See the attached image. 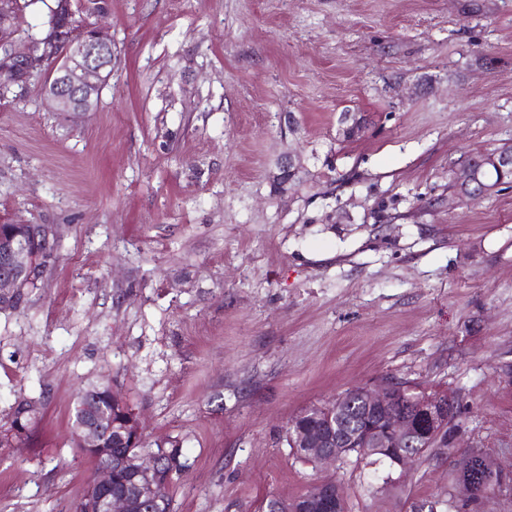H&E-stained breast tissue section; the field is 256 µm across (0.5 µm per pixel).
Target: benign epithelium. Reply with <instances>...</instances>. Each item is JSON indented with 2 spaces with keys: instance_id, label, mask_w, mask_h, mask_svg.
<instances>
[{
  "instance_id": "obj_1",
  "label": "benign epithelium",
  "mask_w": 512,
  "mask_h": 512,
  "mask_svg": "<svg viewBox=\"0 0 512 512\" xmlns=\"http://www.w3.org/2000/svg\"><path fill=\"white\" fill-rule=\"evenodd\" d=\"M73 0H58L48 23L49 35L40 40L43 49L29 45L22 53L14 50L9 21L0 20V47L7 54L0 61L14 82L23 84L35 75H45L44 95L56 112H87L92 109L102 89L112 78V37L97 22L76 24ZM458 183L470 189L464 196L473 200L488 196L495 187L479 178L469 165L456 169ZM30 233L21 234L0 224V302L12 303L32 280L37 268L33 244L51 245L52 230L44 224H30ZM351 391L365 407L369 424L352 432L336 421L339 403L316 405L298 412L289 424L288 443L297 456L309 462L327 465L345 460L352 453L372 456L388 453L392 468L406 474L410 463L420 458L424 449L416 447L420 436L432 438L431 451L448 459V448L441 441L449 427L456 402L448 394H420L406 397V386L383 381L373 386H357ZM408 398L411 409L400 407ZM83 420L74 435L77 447L91 450L107 462L97 466L89 481L80 512H138L145 503L158 499L162 485L160 461L156 453L142 450L129 456H114L104 447L101 433L112 426L89 398L83 405ZM302 418L316 422L311 428H299ZM476 459V478L461 479L455 490L467 500L479 496L477 479L503 483L509 470L490 460L484 453L471 452ZM123 470L130 480L112 491V472ZM344 496L335 481L317 482L293 500L272 498L267 512H341Z\"/></svg>"
}]
</instances>
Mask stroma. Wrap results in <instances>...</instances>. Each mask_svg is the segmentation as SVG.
<instances>
[{
  "label": "stroma",
  "instance_id": "35a3bbf8",
  "mask_svg": "<svg viewBox=\"0 0 512 512\" xmlns=\"http://www.w3.org/2000/svg\"><path fill=\"white\" fill-rule=\"evenodd\" d=\"M108 5L92 110L51 111L39 76L0 99V223L54 234L0 308V417L40 402L28 441L0 445V512H73L92 384L184 448L173 512H254L321 479L348 512H459L453 461L383 492L386 464L317 469L286 435L389 379L453 394L457 448L512 463V183L449 187L512 146V0ZM500 154H508L512 155V146L503 147L500 149L493 150L492 152L486 153H477L474 155H470L466 157V161L471 166L476 167L480 171V175L487 179H490L493 182H498L500 180L501 184L509 183L512 180V172L509 170H504L500 173L494 164L486 161L490 154L494 153ZM470 165L459 166L456 169L455 177L458 183L463 184L465 187L470 189V193L466 196L457 195V198L460 200H473L482 197L488 196L492 191H494L498 186H491L489 183L482 181L479 178V173L474 172L473 168ZM455 178L451 180L449 186L454 192L457 194L461 193L459 190V186L456 182Z\"/></svg>",
  "mask_w": 512,
  "mask_h": 512
}]
</instances>
